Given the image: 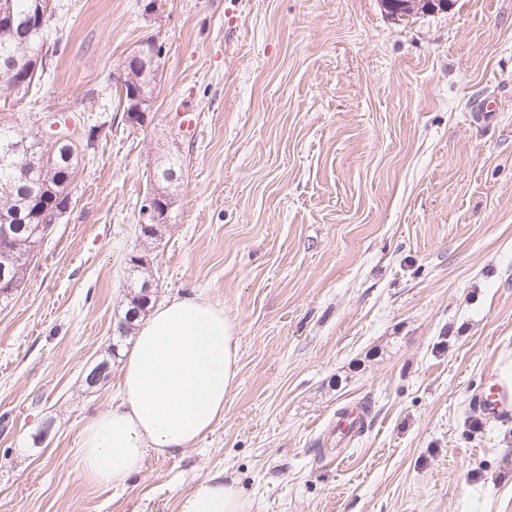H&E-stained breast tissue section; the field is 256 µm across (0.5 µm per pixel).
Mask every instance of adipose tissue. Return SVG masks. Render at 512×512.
Here are the masks:
<instances>
[{"label": "adipose tissue", "instance_id": "obj_1", "mask_svg": "<svg viewBox=\"0 0 512 512\" xmlns=\"http://www.w3.org/2000/svg\"><path fill=\"white\" fill-rule=\"evenodd\" d=\"M238 338L223 304L201 296L159 302L139 320L121 371V395L80 435V470L119 488L148 457L183 453L224 419L237 374ZM234 480L216 472L185 493L179 512H247Z\"/></svg>", "mask_w": 512, "mask_h": 512}]
</instances>
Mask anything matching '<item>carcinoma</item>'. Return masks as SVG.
I'll use <instances>...</instances> for the list:
<instances>
[{
	"mask_svg": "<svg viewBox=\"0 0 512 512\" xmlns=\"http://www.w3.org/2000/svg\"><path fill=\"white\" fill-rule=\"evenodd\" d=\"M50 0H12L16 17L25 19L29 14L51 7L50 16H56V6L49 5ZM64 46L58 37L48 38L47 29L0 32V151L10 144L23 141L22 128L10 122L12 113L6 106L23 100L29 92L40 85L41 78L50 71ZM162 45L151 44L143 49L137 61L123 67V85L139 91L149 102L160 80V57ZM100 126L91 125L84 130L81 146L72 143L60 145L53 159H43L42 154L30 155L28 166L33 169L30 176L24 177L15 169L0 168V212L11 217V223L17 225L16 236L24 247L26 255L23 262L4 263L8 277L16 286H21L31 271L34 257L39 252L45 234L37 232L39 225L52 224L63 214L71 198V186L75 182L80 164L84 157L96 152ZM181 162L168 163L156 175L159 188L153 191L154 198L167 207L173 206L168 192L176 169ZM49 195L46 208H37L31 202L35 196ZM130 274L140 285L128 290L126 294V311L120 326V337H127L133 330L130 314H145L149 309L152 289L149 288V266L143 257L130 259Z\"/></svg>",
	"mask_w": 512,
	"mask_h": 512,
	"instance_id": "obj_1",
	"label": "carcinoma"
}]
</instances>
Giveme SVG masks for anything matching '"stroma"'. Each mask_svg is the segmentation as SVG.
<instances>
[{
    "instance_id": "stroma-1",
    "label": "stroma",
    "mask_w": 512,
    "mask_h": 512,
    "mask_svg": "<svg viewBox=\"0 0 512 512\" xmlns=\"http://www.w3.org/2000/svg\"><path fill=\"white\" fill-rule=\"evenodd\" d=\"M59 2L55 74L13 114L102 132L0 305V512H179L221 470L249 512H512V416L474 406L512 352V0L400 20L380 0ZM149 36L161 79L133 126L112 75ZM168 156L175 222L150 244L139 208ZM135 256L155 299L223 304L238 375L204 438L102 487L80 433L123 359L85 376ZM354 402L369 425L336 463Z\"/></svg>"
}]
</instances>
